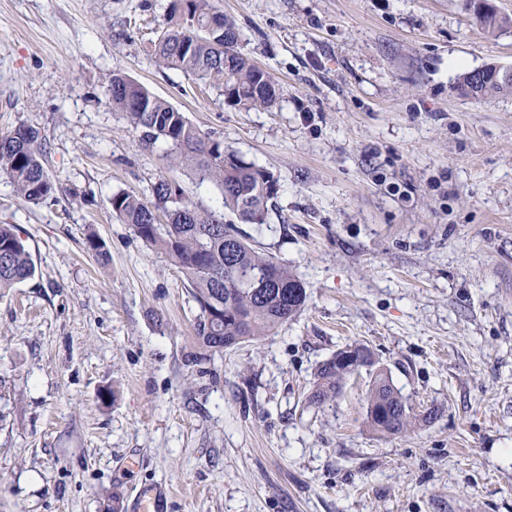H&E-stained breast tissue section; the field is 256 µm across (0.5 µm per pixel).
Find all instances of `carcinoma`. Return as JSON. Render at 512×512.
Wrapping results in <instances>:
<instances>
[{"instance_id":"carcinoma-1","label":"carcinoma","mask_w":512,"mask_h":512,"mask_svg":"<svg viewBox=\"0 0 512 512\" xmlns=\"http://www.w3.org/2000/svg\"><path fill=\"white\" fill-rule=\"evenodd\" d=\"M477 19L493 33L511 25L482 0ZM168 25L153 44V62L221 89L224 100L240 108H271L280 92L271 77L241 49L236 23L216 10L211 0H172ZM458 90L470 97L512 94V78L494 76L492 68L467 72ZM107 97L130 129L148 150L161 141L170 168L186 169L199 181L215 184L222 194L224 212L217 213L185 197L180 185L158 179L151 198L118 191L112 194V215L129 225L147 246L165 254L188 282L198 306L196 335L206 348L222 352L241 342L258 340L303 310L307 292L290 266L260 252L235 226L224 220L229 213L243 224L266 223L279 186L274 173L245 161L224 140L200 131L184 113L119 72L108 78ZM45 147L39 132L30 127L22 140L15 133L0 136V175L6 176L15 193L29 204L50 197L56 185L43 164ZM35 265L13 224H0V290L32 277ZM372 357L357 355L343 362L338 355L322 362L309 396L321 405L342 391L346 378L372 367ZM394 409V423L380 419L382 405ZM368 419L385 435L408 430L416 422L389 376L377 372L368 396Z\"/></svg>"}]
</instances>
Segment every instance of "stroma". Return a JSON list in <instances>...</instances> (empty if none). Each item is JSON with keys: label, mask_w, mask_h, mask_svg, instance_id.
<instances>
[{"label": "stroma", "mask_w": 512, "mask_h": 512, "mask_svg": "<svg viewBox=\"0 0 512 512\" xmlns=\"http://www.w3.org/2000/svg\"><path fill=\"white\" fill-rule=\"evenodd\" d=\"M169 0H0V136L40 131L56 193L0 176L35 274L0 293V512H512V95L461 96L512 68V26L464 0H212L280 88L273 109L156 66ZM119 71L279 180L242 225L307 289L303 312L214 353L182 275L112 215L170 174L106 96ZM101 240L100 261L86 246ZM362 344L414 414L367 423L368 370L309 405L319 364ZM477 1L484 2V10L477 16L479 24L484 31L488 33H494L500 28L512 24V18L500 15L495 6L493 7L489 3L490 0H467L470 5H474V3ZM476 73V74H474ZM482 74V80L474 84V78ZM458 90L462 95L470 97H496L512 94V78L507 81L494 76L492 68L486 66L480 71L464 73L458 82Z\"/></svg>", "instance_id": "stroma-1"}]
</instances>
